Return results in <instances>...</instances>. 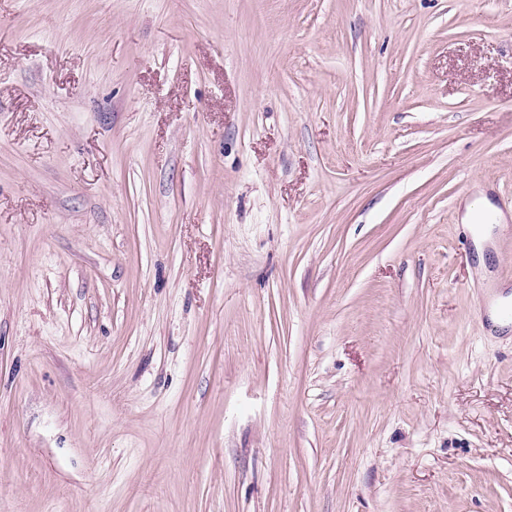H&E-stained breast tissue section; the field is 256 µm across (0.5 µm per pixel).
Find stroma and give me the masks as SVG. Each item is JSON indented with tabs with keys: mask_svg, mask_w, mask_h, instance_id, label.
Returning a JSON list of instances; mask_svg holds the SVG:
<instances>
[{
	"mask_svg": "<svg viewBox=\"0 0 512 512\" xmlns=\"http://www.w3.org/2000/svg\"><path fill=\"white\" fill-rule=\"evenodd\" d=\"M501 292L512 0H0V512H512Z\"/></svg>",
	"mask_w": 512,
	"mask_h": 512,
	"instance_id": "obj_1",
	"label": "stroma"
}]
</instances>
